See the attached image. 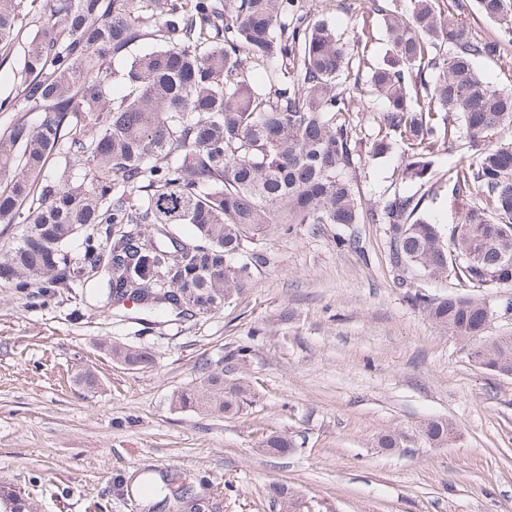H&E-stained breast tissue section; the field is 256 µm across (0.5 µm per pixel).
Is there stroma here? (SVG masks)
<instances>
[{
    "mask_svg": "<svg viewBox=\"0 0 512 512\" xmlns=\"http://www.w3.org/2000/svg\"><path fill=\"white\" fill-rule=\"evenodd\" d=\"M302 4L354 42L342 0ZM350 118L364 203L418 190L400 147L370 157L373 105L356 102ZM254 247L267 259L254 286L187 320L121 321L77 288L36 300L0 289V485L29 493L37 512H140L125 486L149 467L190 476L205 512H276L267 490L282 483L308 512H512V376L480 367L471 342L408 299L458 293L455 280L400 287L382 224H296ZM115 341L146 348L152 364L113 362L104 346ZM240 346L233 374L254 393L242 414L172 406ZM86 368L98 389L76 385ZM430 420L455 439L433 446ZM272 432L295 451L261 452ZM387 434L398 448L380 447Z\"/></svg>",
    "mask_w": 512,
    "mask_h": 512,
    "instance_id": "35a3bbf8",
    "label": "stroma"
}]
</instances>
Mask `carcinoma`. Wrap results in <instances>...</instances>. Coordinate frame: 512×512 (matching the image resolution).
<instances>
[{"mask_svg":"<svg viewBox=\"0 0 512 512\" xmlns=\"http://www.w3.org/2000/svg\"><path fill=\"white\" fill-rule=\"evenodd\" d=\"M353 2L358 36L343 42L327 22L310 21L300 0H0V51L35 24L23 47L17 95L0 112L21 116L0 133L1 232L19 229L0 261V286L28 296L61 285L81 288L112 316L125 301L156 319L192 318L224 306L254 285L264 255L256 236L293 224H384L390 262L406 280L419 272L449 276L472 288L512 287V93L475 70L482 58L512 48V0H477L499 25L494 37L473 35L465 0H409L406 18L387 0ZM387 19L391 50L366 84L354 75L372 42L371 16ZM154 49L135 52L145 36ZM262 68L267 82L257 84ZM121 92H113V84ZM383 101L371 154L407 148L403 176L436 181L463 206L443 232L423 217L427 193L395 192L367 207L349 172L357 164L356 96ZM464 125L465 140L458 126ZM459 148L448 178H435L432 158ZM192 227L188 237L174 228ZM82 236L79 252L69 243ZM412 304L461 338L483 331L486 302L470 295ZM104 350L131 369L152 363L142 349L110 343ZM481 367L512 373V336L474 352ZM249 383L224 368L171 404L233 417L251 400ZM453 427L424 425L445 445ZM269 456L295 447L271 433ZM154 502L147 512H202L203 497L182 475L141 472ZM272 504L292 512L285 485ZM9 512H34L21 493L2 491Z\"/></svg>","mask_w":512,"mask_h":512,"instance_id":"obj_1","label":"carcinoma"}]
</instances>
